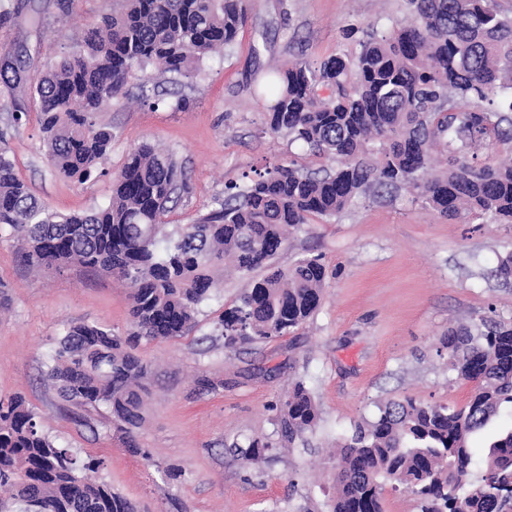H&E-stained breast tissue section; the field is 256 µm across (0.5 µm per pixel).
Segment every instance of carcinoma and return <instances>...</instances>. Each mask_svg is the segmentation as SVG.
I'll use <instances>...</instances> for the list:
<instances>
[{"label": "carcinoma", "mask_w": 512, "mask_h": 512, "mask_svg": "<svg viewBox=\"0 0 512 512\" xmlns=\"http://www.w3.org/2000/svg\"><path fill=\"white\" fill-rule=\"evenodd\" d=\"M409 18L387 35L366 34L352 59L331 56L315 67L296 58L272 71L276 103L270 132L286 133L338 162L319 174L293 164L254 172L246 190L220 209L169 233L182 172L173 155L139 146L113 179L108 204L58 215L20 180L0 149V231L17 239L29 269L77 265L112 275L130 290L125 335L71 323L45 363L43 377L64 401L86 412L109 410L127 435L142 419L147 367L134 353L143 340L184 335L217 289L216 272L267 273L224 311V346L284 336L320 306L326 267L302 258L282 270L270 261L312 216L331 218L373 182L404 184L450 219L490 216L512 224V158L497 165L467 158L476 146H512V16L498 0H408ZM251 0H112L67 56L33 86L53 169L84 183L104 165L112 128L99 112L127 94L136 69L181 74L231 45ZM27 82L19 58L0 64V85ZM448 365L473 384L461 407L412 397L390 401L359 426L339 452L330 512H384L386 486L403 487L420 512H507L495 492L512 485V430L497 435L466 488L475 463L472 439L512 405V325H467L443 339ZM282 436L312 430L318 410L303 382L272 406ZM246 465L269 444L233 445ZM103 466L84 460L44 431L25 397L0 398V512H137L92 478Z\"/></svg>", "instance_id": "cac0c4a2"}]
</instances>
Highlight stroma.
<instances>
[{"label":"stroma","instance_id":"1","mask_svg":"<svg viewBox=\"0 0 512 512\" xmlns=\"http://www.w3.org/2000/svg\"><path fill=\"white\" fill-rule=\"evenodd\" d=\"M103 0H0V56H22L30 80L72 51ZM408 16L406 0H253L246 25L224 53L182 75L135 72L129 95L99 114L114 134L105 172L86 183L51 168L28 88L22 125L0 111V133L17 176L51 211L66 215L108 203L112 177L144 143L168 150L187 188L166 220L192 224L218 209L224 188L246 189L247 174L289 162L333 168L286 134L268 130L275 103L264 85L271 67L304 56L313 63L355 56L349 26L376 35ZM189 106L180 110L178 99ZM321 256L328 277L315 313L294 332L225 347L221 318L263 270L220 273L217 293L185 336L141 341L149 391L130 452L123 433L70 417L43 362L65 327L102 323L124 332L128 291L77 266L29 270L10 233L0 234V397L23 394L57 442L103 460L101 478L142 512H329L336 495V445L380 406L410 396L463 407L470 383L449 370L441 340L449 326L512 322V224L440 216L405 186H370L341 213L311 218L275 255L286 269ZM208 375L223 387L199 392ZM303 381L318 409L315 428L287 441L270 406ZM260 438L277 449L245 467L232 444Z\"/></svg>","mask_w":512,"mask_h":512}]
</instances>
